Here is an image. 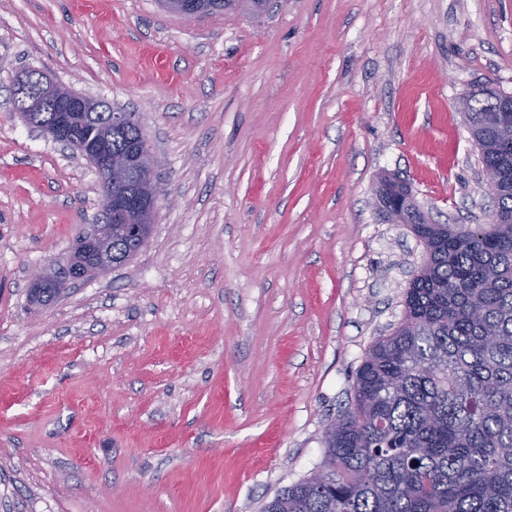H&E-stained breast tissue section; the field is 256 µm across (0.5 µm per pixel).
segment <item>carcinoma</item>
I'll return each instance as SVG.
<instances>
[{
	"label": "carcinoma",
	"instance_id": "1",
	"mask_svg": "<svg viewBox=\"0 0 512 512\" xmlns=\"http://www.w3.org/2000/svg\"><path fill=\"white\" fill-rule=\"evenodd\" d=\"M474 95L466 113L486 171L503 183L493 212L512 216V152ZM112 149L139 126L110 132ZM382 203L410 191L383 183ZM426 261L405 293V319L366 353L354 407L323 434L333 463L285 488L263 512H512V223L412 224Z\"/></svg>",
	"mask_w": 512,
	"mask_h": 512
}]
</instances>
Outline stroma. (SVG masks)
Wrapping results in <instances>:
<instances>
[{"label":"stroma","instance_id":"1","mask_svg":"<svg viewBox=\"0 0 512 512\" xmlns=\"http://www.w3.org/2000/svg\"><path fill=\"white\" fill-rule=\"evenodd\" d=\"M46 72L134 113L158 159L149 247L34 305L98 175L8 99ZM512 94V0H0V512H261L324 463L435 224L493 199L463 93ZM162 6L168 14L179 18L199 16L206 11L202 0H162Z\"/></svg>","mask_w":512,"mask_h":512}]
</instances>
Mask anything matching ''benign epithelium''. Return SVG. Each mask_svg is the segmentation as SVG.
<instances>
[{"label": "benign epithelium", "mask_w": 512, "mask_h": 512, "mask_svg": "<svg viewBox=\"0 0 512 512\" xmlns=\"http://www.w3.org/2000/svg\"><path fill=\"white\" fill-rule=\"evenodd\" d=\"M162 6L172 16H199L206 11L202 0H162ZM15 111L28 126L40 131L65 148H72L93 165L100 178L101 220L94 230L83 237L80 258L69 261L58 271L42 270L34 274L30 295L42 296L48 288H61L84 278L104 273L112 262V225H125L127 234L136 242V252L150 241V226L158 201L154 180V157H141L136 150L112 149L109 135L80 134L84 113L94 107L90 99L63 88L44 72L36 69L23 72L13 86ZM135 123L133 114L119 108L106 113L107 128Z\"/></svg>", "instance_id": "1"}]
</instances>
